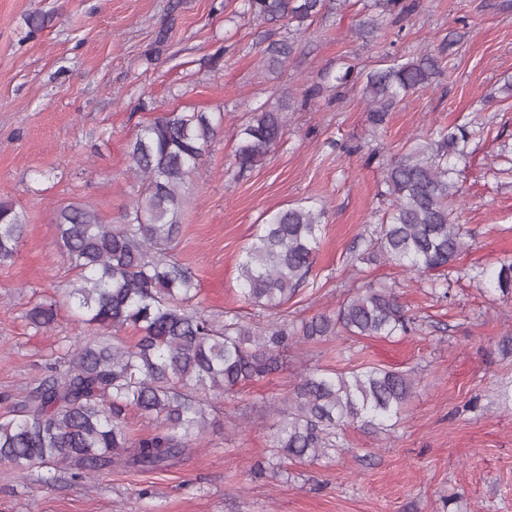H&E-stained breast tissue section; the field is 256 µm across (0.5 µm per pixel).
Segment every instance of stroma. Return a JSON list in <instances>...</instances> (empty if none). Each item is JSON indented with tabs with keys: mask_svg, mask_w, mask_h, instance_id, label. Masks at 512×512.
Returning a JSON list of instances; mask_svg holds the SVG:
<instances>
[{
	"mask_svg": "<svg viewBox=\"0 0 512 512\" xmlns=\"http://www.w3.org/2000/svg\"><path fill=\"white\" fill-rule=\"evenodd\" d=\"M367 0L327 5L305 32L242 14L241 0H0V198L26 216L13 259L0 263V414L83 330L65 300L72 278L55 241L58 207L83 203L121 223L140 191L128 145L172 110L223 112L224 127L185 185L175 258L215 320L256 330L336 313L368 285L396 289L413 320L393 339L328 337L292 344L282 368L225 394L201 445L167 471L107 468L76 482L70 468L20 475L0 463V512H512V297L476 280L512 258V0H419L366 33ZM46 24L31 32L27 20ZM293 44L280 72L268 44ZM430 49L443 73L372 128L343 67L366 73L387 55ZM287 101L285 134L252 170L233 165L246 113ZM468 124V159L453 206L468 247L448 296L403 268L360 263L365 236L389 207L390 160L432 129ZM374 163H367L368 155ZM301 202L325 210L312 285L276 312L239 293L238 264L257 224ZM57 304L50 331L25 313ZM366 366L417 380L388 430L347 425L314 462H280L270 427L303 368Z\"/></svg>",
	"mask_w": 512,
	"mask_h": 512,
	"instance_id": "obj_1",
	"label": "stroma"
}]
</instances>
